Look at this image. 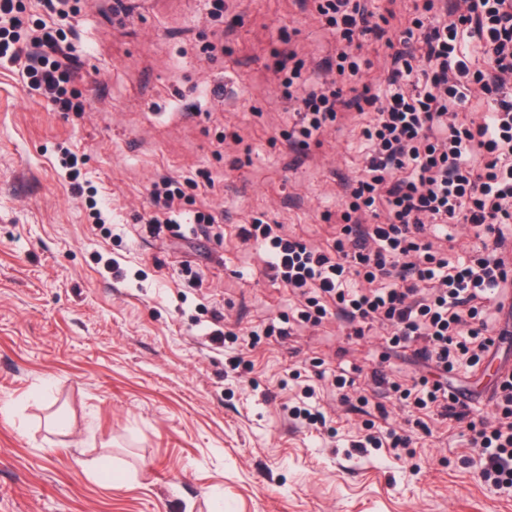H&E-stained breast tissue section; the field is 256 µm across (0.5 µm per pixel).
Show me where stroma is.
I'll return each mask as SVG.
<instances>
[{
	"label": "stroma",
	"mask_w": 512,
	"mask_h": 512,
	"mask_svg": "<svg viewBox=\"0 0 512 512\" xmlns=\"http://www.w3.org/2000/svg\"><path fill=\"white\" fill-rule=\"evenodd\" d=\"M75 28L85 111L50 110L21 64L0 61V512H512L481 474L479 449L433 417L414 457L348 448L364 415L330 428L291 427L282 407L292 369L369 373L388 361L422 373L383 336L347 337L329 320L287 341L266 335L294 311L242 243L259 216L316 244L334 231L342 179L364 155L354 122L294 152L278 134L291 110L272 67L282 38L312 67L336 37L299 0H79ZM243 142L224 152L225 134ZM111 213L88 218L64 152ZM185 193L177 224L150 237L149 187ZM221 216L223 239L199 242L196 213ZM195 287H187V280ZM261 338L251 368L225 376L208 335L213 309ZM477 373L451 384L474 421L493 419L496 372L512 368V318ZM108 461L121 477L94 475Z\"/></svg>",
	"instance_id": "stroma-1"
}]
</instances>
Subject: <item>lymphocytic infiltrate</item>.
Masks as SVG:
<instances>
[{"instance_id":"obj_1","label":"lymphocytic infiltrate","mask_w":512,"mask_h":512,"mask_svg":"<svg viewBox=\"0 0 512 512\" xmlns=\"http://www.w3.org/2000/svg\"><path fill=\"white\" fill-rule=\"evenodd\" d=\"M336 33V71L343 87L282 57L280 89L296 108L284 140L292 151L319 143L342 115L361 122L364 168L343 179L335 233L314 248L281 225L253 219L243 241L257 244L269 278L303 299L300 322L333 318L349 335L378 327L390 347L413 349L432 376L399 379L392 368L371 370L364 385L334 377L346 411L367 420L350 446L363 453L412 452L428 417L462 420L448 375L479 367L495 345L499 298L512 286V0H415L398 40L387 33L395 11L377 15L364 0H312ZM23 0H0V59L22 63L31 91L48 105L84 111L69 87L78 74L63 29L40 21L22 29ZM389 49L387 74L364 84L372 67L361 50L368 39ZM487 107L470 121L458 111L475 94ZM452 224H470L485 239L480 254L450 262L438 243ZM496 419L468 423L483 475L512 494V373L493 390ZM400 405L402 423L378 427Z\"/></svg>"}]
</instances>
